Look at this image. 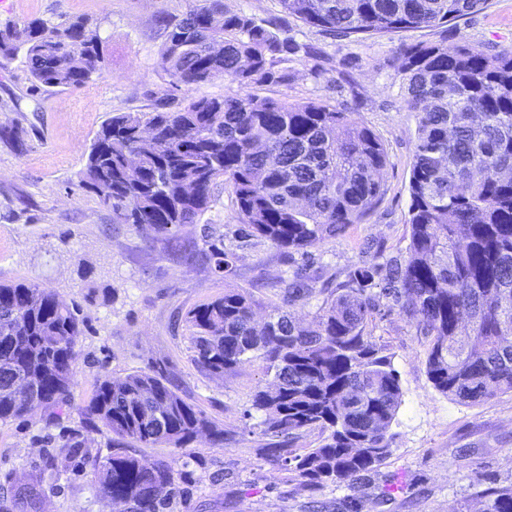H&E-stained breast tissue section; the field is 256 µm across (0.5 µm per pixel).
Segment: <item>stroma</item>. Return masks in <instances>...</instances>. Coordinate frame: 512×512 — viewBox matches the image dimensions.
Returning <instances> with one entry per match:
<instances>
[{
  "label": "stroma",
  "instance_id": "1",
  "mask_svg": "<svg viewBox=\"0 0 512 512\" xmlns=\"http://www.w3.org/2000/svg\"><path fill=\"white\" fill-rule=\"evenodd\" d=\"M191 0H6L0 22L41 18L60 23L87 16L100 25L104 59L91 84L43 92L17 65L0 68V125L22 129L23 151L0 143V281L36 282L54 289L83 321L74 365V399L61 411L41 410L0 422V487L27 481L44 449L80 433L92 454L110 451L105 427H83L79 409L104 375L122 377L160 370L188 402L224 430L223 446L197 439L183 456L193 494L181 512H310L314 501L356 496L360 512H481V486L512 483V392L464 403L438 392L426 369L425 340L406 317L375 320L373 334L392 356L403 392L391 432L392 454L354 485L303 488L290 483L259 435L251 414L254 391L272 377L262 362L215 375L197 365L185 317L228 290H247L263 305L276 303L282 282L304 269L314 293L293 311L312 319L327 288L355 267L374 262L373 240L385 255L407 245L408 184L416 142V117L403 105L397 74L400 43L468 42L496 53L512 49V0H489L486 9L449 29H411L395 37L340 41L319 29L296 26L298 42L320 56L288 62V82L253 87V94L288 102L322 100L348 112L382 141L388 165L384 194L362 224L307 252L284 256L270 242L237 236L240 221L231 195L217 201L181 233V247L161 244L148 225L116 224L97 197L80 188L83 153L115 112H148L161 95L174 103L220 97L217 79L173 88L160 66L165 42L153 19L178 13ZM224 240L237 260L215 273L203 232ZM476 474L480 484L465 481ZM81 463L43 483L45 512H113L95 495Z\"/></svg>",
  "mask_w": 512,
  "mask_h": 512
}]
</instances>
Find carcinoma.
Returning a JSON list of instances; mask_svg holds the SVG:
<instances>
[{
    "mask_svg": "<svg viewBox=\"0 0 512 512\" xmlns=\"http://www.w3.org/2000/svg\"><path fill=\"white\" fill-rule=\"evenodd\" d=\"M281 15L257 21L224 0H195L156 16L166 33L160 65L175 87L224 79L236 90L150 112H114L84 152L80 187L114 224H147L161 241L197 224L222 184L233 195L241 239L260 237L285 255L304 251L371 216L383 195L386 149L369 127L336 106L259 98L254 85L288 81L283 64L317 52L288 36L290 22L363 41L410 28H441L489 0H278ZM99 28L88 17L0 25V67L16 63L33 86L78 89L102 60ZM403 102L417 116L405 251L357 268L318 307L314 324L284 310L313 289L295 274L263 321L251 294L230 290L190 309L196 362L222 375L250 364L274 373L252 409L260 434L300 487L353 484L391 455L390 428L402 404L392 356L369 329L372 318L405 316L427 343L429 380L459 402L512 391V51L468 43L402 44ZM22 130L0 125V141L22 146ZM218 273L235 253L208 239ZM82 329L75 310L38 283L0 282V422L71 404ZM88 428L105 426L112 451L84 449L74 433L43 452V472L59 475L80 457L117 512H176L189 497L178 454L148 459L134 447L186 448L224 429L184 400L163 373L100 378L82 407ZM317 429L315 448H295ZM38 475L0 493L6 512H43ZM484 512H512V485L481 491Z\"/></svg>",
    "mask_w": 512,
    "mask_h": 512,
    "instance_id": "carcinoma-1",
    "label": "carcinoma"
}]
</instances>
